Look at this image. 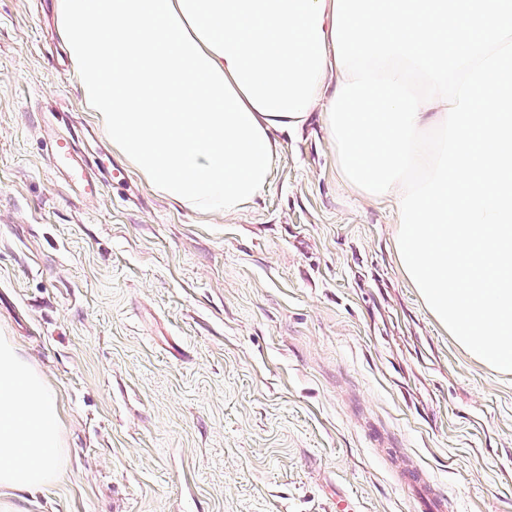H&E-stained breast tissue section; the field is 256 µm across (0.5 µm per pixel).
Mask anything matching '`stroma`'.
Here are the masks:
<instances>
[{
  "label": "stroma",
  "instance_id": "1",
  "mask_svg": "<svg viewBox=\"0 0 512 512\" xmlns=\"http://www.w3.org/2000/svg\"><path fill=\"white\" fill-rule=\"evenodd\" d=\"M71 131L80 181L46 151ZM396 222L317 116L240 212L180 209L86 111L55 0H0V337L58 395L64 448L19 512H411L399 464L447 512H512V375L427 312Z\"/></svg>",
  "mask_w": 512,
  "mask_h": 512
}]
</instances>
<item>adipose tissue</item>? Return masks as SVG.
<instances>
[{
    "mask_svg": "<svg viewBox=\"0 0 512 512\" xmlns=\"http://www.w3.org/2000/svg\"><path fill=\"white\" fill-rule=\"evenodd\" d=\"M333 0H57L87 111L146 184L232 215L267 187L279 138L329 107ZM56 394L0 340V512L53 481Z\"/></svg>",
    "mask_w": 512,
    "mask_h": 512,
    "instance_id": "adipose-tissue-1",
    "label": "adipose tissue"
}]
</instances>
